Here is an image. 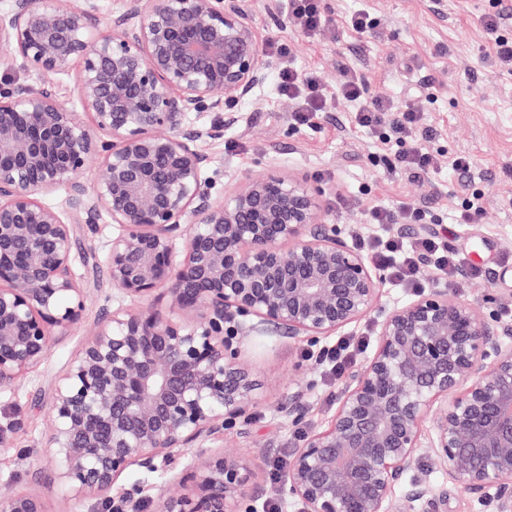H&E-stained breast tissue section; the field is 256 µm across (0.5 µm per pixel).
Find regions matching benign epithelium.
<instances>
[{
  "instance_id": "7a95c632",
  "label": "benign epithelium",
  "mask_w": 512,
  "mask_h": 512,
  "mask_svg": "<svg viewBox=\"0 0 512 512\" xmlns=\"http://www.w3.org/2000/svg\"><path fill=\"white\" fill-rule=\"evenodd\" d=\"M84 2L11 0L0 13V49L38 77L0 80V390L81 318L74 224L117 226L105 264L123 296L157 293L199 314L184 324L117 307L58 376L48 445L59 478L91 499L87 512H143L134 491L112 497L132 466L171 472L155 512H249L254 460L202 448L260 404L243 341L316 345L375 313L372 354L288 464L299 512H393L421 448L465 492L493 488L512 512V326L446 288L381 310L385 274L322 209L323 190L272 163L230 194L215 190L203 143L224 124L190 116L250 97L274 68L251 0H122L108 13ZM76 64L93 130L58 91ZM94 165L103 174L89 184ZM60 189L62 205L44 200ZM281 412L299 423L301 396ZM406 498L446 512L421 480ZM0 512L47 510L32 487L0 497Z\"/></svg>"
}]
</instances>
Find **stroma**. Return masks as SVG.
<instances>
[{
    "label": "stroma",
    "instance_id": "obj_1",
    "mask_svg": "<svg viewBox=\"0 0 512 512\" xmlns=\"http://www.w3.org/2000/svg\"><path fill=\"white\" fill-rule=\"evenodd\" d=\"M326 25L307 35L288 16L287 0H252V18L265 38L281 40L298 70L314 73L333 93L331 111L314 126L293 124L295 100L280 94L275 79L232 107L234 122L222 140L207 143L221 175L220 190H236L246 177L260 173L267 161L291 176L324 188L323 207L349 235H365L370 205L404 203L433 216L435 231L449 247L467 253L481 272L462 271L449 291L475 303L495 299L496 310L512 306V71L497 62L485 27L488 13L502 16L501 32L512 37V0H321ZM369 13L370 32L349 24L355 12ZM363 82L366 95L398 105L415 106L430 129L420 147L437 160L432 175L415 178L375 164L376 145L353 119L354 102L338 96L343 70ZM464 153L474 160L469 173L450 167ZM483 197L478 223L460 221L462 202ZM113 224L73 227L74 270L85 289L77 325L51 339L44 361L0 391V494L25 491L39 484L48 512H85L87 504L59 483L46 448L51 426L50 394L56 377L112 308L129 300L113 290L104 260ZM300 338L276 336L263 347L246 346L245 357L259 377L264 400L251 410L244 435L224 433L211 440L216 449L251 457L257 465L249 488L260 500L277 499L290 506L287 493L269 478V459L292 456L301 433L324 427L336 411L341 384L326 380L317 366L303 363ZM302 396L307 408L299 425L285 420L279 406ZM422 479L445 493L447 512H500L494 496L465 493L449 480L428 449H420L396 487V512H423L405 498L409 482ZM166 486L165 475H147L131 467L112 491L121 496L141 489L145 512H154Z\"/></svg>",
    "mask_w": 512,
    "mask_h": 512
}]
</instances>
